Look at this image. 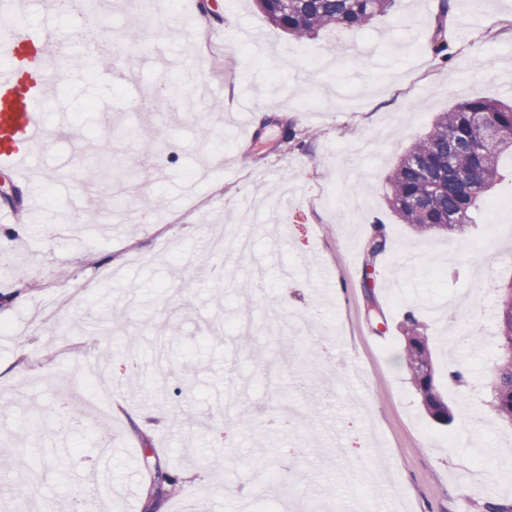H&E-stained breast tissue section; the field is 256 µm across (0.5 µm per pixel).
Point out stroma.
<instances>
[{
  "label": "stroma",
  "instance_id": "1",
  "mask_svg": "<svg viewBox=\"0 0 512 512\" xmlns=\"http://www.w3.org/2000/svg\"><path fill=\"white\" fill-rule=\"evenodd\" d=\"M98 2L118 36L145 41L117 59L127 85L62 70L42 108L47 145L23 178L0 183L40 201L33 212L0 203L11 261L36 283L0 275V397L13 400L0 410V472L33 483L31 505L76 512L72 494L108 434L115 494L91 512H142L147 457L180 478L168 512L192 498L201 512H512V424L488 405L512 207L419 238L387 199L391 170L437 113L512 101V0H490L468 32L458 4L444 65L430 50L439 0H399L363 28L303 42L254 0H214L209 24L169 0L145 18L126 0ZM249 29L259 42L239 40ZM189 62L193 87L179 82ZM215 100L223 111L201 121ZM104 144L151 175L127 199L135 220L117 227L105 221L109 185L85 187ZM376 222L391 249L369 269ZM231 229L250 254L211 251ZM92 309L114 311L112 325ZM410 311L454 415L445 427L401 358ZM457 365L462 387L448 383ZM70 387L94 389L102 421L67 425L56 408ZM231 390L243 416L233 425ZM144 410L163 422L143 441L133 419Z\"/></svg>",
  "mask_w": 512,
  "mask_h": 512
}]
</instances>
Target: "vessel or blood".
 I'll use <instances>...</instances> for the list:
<instances>
[{
    "mask_svg": "<svg viewBox=\"0 0 512 512\" xmlns=\"http://www.w3.org/2000/svg\"><path fill=\"white\" fill-rule=\"evenodd\" d=\"M20 34L0 44V168L21 175L31 150L47 130L38 110L56 85L59 36L43 25L16 19Z\"/></svg>",
    "mask_w": 512,
    "mask_h": 512,
    "instance_id": "vessel-or-blood-1",
    "label": "vessel or blood"
}]
</instances>
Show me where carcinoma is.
<instances>
[{
    "mask_svg": "<svg viewBox=\"0 0 512 512\" xmlns=\"http://www.w3.org/2000/svg\"><path fill=\"white\" fill-rule=\"evenodd\" d=\"M398 0H256L268 21L289 37L301 41L333 27L361 28L393 10ZM451 0H440L431 41L435 60L452 57L447 33ZM489 129L499 133L492 146L481 144ZM512 155V104L491 99L457 103L441 112L430 129L414 141L388 176L389 206L395 217L420 236L462 234L474 223L487 192L504 175L500 158ZM94 179L120 181L137 177L112 164L107 151L98 154ZM388 249L384 225L374 224L369 234L366 264L373 266ZM497 360L493 369L490 407L503 421L512 423V356L502 353L505 337L512 336V281L500 288L498 301ZM407 367L432 363L429 339L419 329L414 314L405 318L402 344ZM428 416L447 426L453 414L438 390L434 376L411 377ZM145 493L167 500L179 497L176 477L160 462L146 464Z\"/></svg>",
    "mask_w": 512,
    "mask_h": 512,
    "instance_id": "obj_1",
    "label": "carcinoma"
}]
</instances>
